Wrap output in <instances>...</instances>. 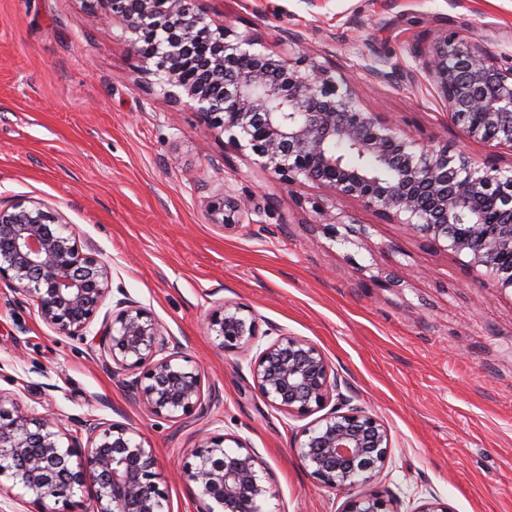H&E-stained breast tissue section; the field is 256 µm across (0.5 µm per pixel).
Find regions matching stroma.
I'll use <instances>...</instances> for the list:
<instances>
[{"instance_id": "stroma-1", "label": "stroma", "mask_w": 512, "mask_h": 512, "mask_svg": "<svg viewBox=\"0 0 512 512\" xmlns=\"http://www.w3.org/2000/svg\"><path fill=\"white\" fill-rule=\"evenodd\" d=\"M214 24L289 59L347 76L362 107L412 140L512 169V149L469 140L424 66L448 30L512 61V0H198ZM302 34V46L288 36ZM118 21L90 0H0V207L58 209L81 246L111 269L100 328L120 295L177 338L219 400L208 418L145 414L96 346L45 324L35 301L0 281V390L29 415L135 427L153 449L172 512H198L180 476L197 431L232 434L262 458L263 512H344L374 494L389 512L438 499L448 512H512V290L483 270L312 182L255 170L192 110L141 75ZM383 78H375L373 69ZM230 186L257 210L232 231L207 199ZM350 215L326 224L322 207ZM255 314L254 344L278 331L327 357L341 392L389 428L382 473L355 491L325 487L296 445L319 412L287 413L253 388V352L227 353L205 329L220 302Z\"/></svg>"}]
</instances>
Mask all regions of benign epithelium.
<instances>
[{"label":"benign epithelium","mask_w":512,"mask_h":512,"mask_svg":"<svg viewBox=\"0 0 512 512\" xmlns=\"http://www.w3.org/2000/svg\"><path fill=\"white\" fill-rule=\"evenodd\" d=\"M108 19L125 25L165 94L228 134L239 151L283 185L304 180L354 198L382 218L404 224L469 257L500 289H512V173L482 168L448 145L416 147L385 120L365 111L350 82L306 58L257 48L248 34L230 38L212 27L196 0H95ZM306 70H301L302 66ZM425 66L451 119L470 140L512 148V66L450 33L435 42ZM345 149L343 155L339 149ZM226 229L250 214V202L230 190L209 203ZM34 298L44 323L82 341L110 291V273L82 251L59 211L41 202L0 208V281ZM206 329L226 351L257 335L252 311L225 302ZM93 334V333H91ZM112 371L138 373L127 382L145 412L169 421L205 418L217 402L182 345L128 297L93 334ZM254 389L276 409L306 414L337 399L331 412L302 432L301 465L331 488L353 489L384 468L389 429L369 410L349 405L325 354L286 333L256 355ZM183 477L203 497L200 512H261L270 493L263 460L229 434H207ZM153 449L121 423L77 421V430L52 413L33 417L0 391V478L22 486L32 502L81 491L92 512H171L155 482ZM345 512H386L374 495L355 497Z\"/></svg>","instance_id":"benign-epithelium-1"}]
</instances>
